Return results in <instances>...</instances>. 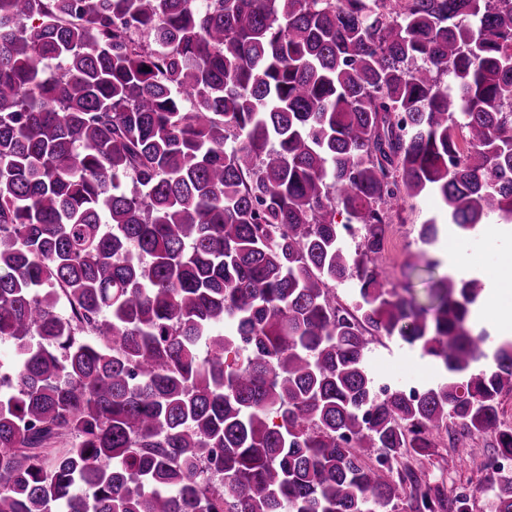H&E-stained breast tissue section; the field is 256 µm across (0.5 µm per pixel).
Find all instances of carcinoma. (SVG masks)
<instances>
[{
    "instance_id": "cac0c4a2",
    "label": "carcinoma",
    "mask_w": 512,
    "mask_h": 512,
    "mask_svg": "<svg viewBox=\"0 0 512 512\" xmlns=\"http://www.w3.org/2000/svg\"><path fill=\"white\" fill-rule=\"evenodd\" d=\"M425 195L512 222V0H0V512H471L415 464L512 454V339L388 287ZM371 336L441 381L376 392ZM402 207L405 210L402 213L405 221L401 223L395 220L392 224L385 248L392 285L398 288L404 281V263L410 253L415 252L418 248L416 244L417 228L426 218L440 215L442 211L438 201L432 196L421 198L413 208L410 207V204H405ZM471 447L469 448H439V454L448 458V452L454 453L456 457V470L448 472V466L445 463L439 465L437 460L434 461V466L425 463V473L431 479L435 481H443L445 484L450 485L456 481L458 483L459 475H463L472 466L482 461L485 455H489L493 448L492 439L485 437H475L470 441Z\"/></svg>"
}]
</instances>
